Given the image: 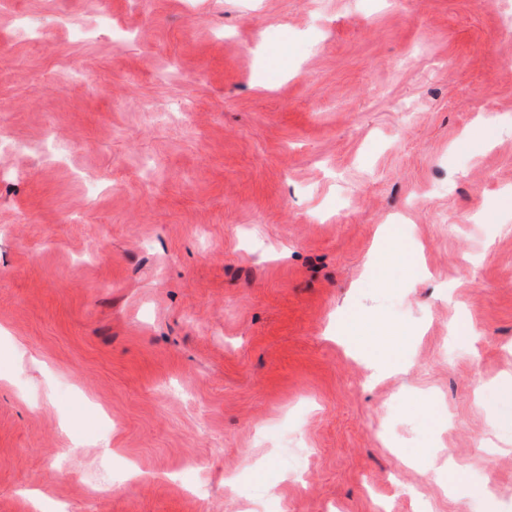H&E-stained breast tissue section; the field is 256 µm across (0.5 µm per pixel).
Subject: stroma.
Returning <instances> with one entry per match:
<instances>
[{
    "label": "stroma",
    "instance_id": "obj_1",
    "mask_svg": "<svg viewBox=\"0 0 512 512\" xmlns=\"http://www.w3.org/2000/svg\"><path fill=\"white\" fill-rule=\"evenodd\" d=\"M509 61L512 0H0V512H512Z\"/></svg>",
    "mask_w": 512,
    "mask_h": 512
}]
</instances>
